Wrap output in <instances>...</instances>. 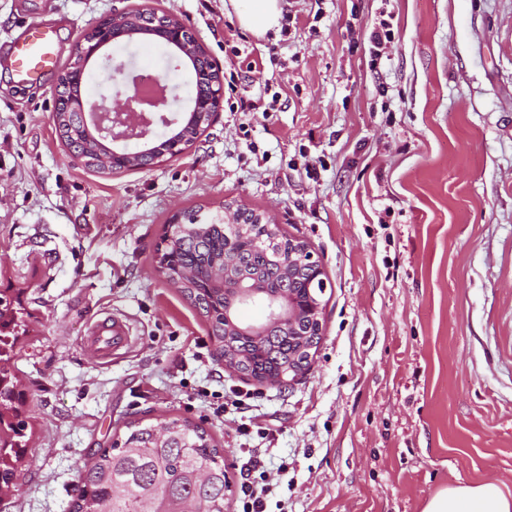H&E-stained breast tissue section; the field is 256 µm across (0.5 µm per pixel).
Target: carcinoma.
I'll use <instances>...</instances> for the list:
<instances>
[{"mask_svg":"<svg viewBox=\"0 0 512 512\" xmlns=\"http://www.w3.org/2000/svg\"><path fill=\"white\" fill-rule=\"evenodd\" d=\"M129 25L144 31L154 26L155 12L130 13ZM69 112L55 123L61 141L76 155L91 160L106 153L107 146L89 136ZM242 228L224 231V225L201 224L185 212L168 225L164 258L169 269L190 268L197 279L182 294L205 318L207 333L219 356L224 351L248 355L250 372L260 384H275L288 366L302 359L299 344L286 335H275L260 344L237 336L224 342V290L209 282L224 257L236 260L238 270L256 275L268 286L292 288L306 294L310 270L302 263H288V232L278 225L256 224V213L240 211ZM28 313L0 293V491L16 485L15 461L25 454L23 430L18 419L21 393L2 363L26 327ZM228 479L224 454L203 429L175 417L154 423L132 424L123 437L103 449L80 473L78 496L71 512H224Z\"/></svg>","mask_w":512,"mask_h":512,"instance_id":"1","label":"carcinoma"}]
</instances>
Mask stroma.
Listing matches in <instances>:
<instances>
[{"mask_svg": "<svg viewBox=\"0 0 512 512\" xmlns=\"http://www.w3.org/2000/svg\"><path fill=\"white\" fill-rule=\"evenodd\" d=\"M289 34L244 28L230 0H0L62 20V60L112 11L170 13L222 70L231 101L180 156L112 173L73 160L52 120L54 78L24 88L0 58V291L30 313L9 368L28 423L0 512H68L79 475L133 422L203 427L240 468L285 465L266 512H423L440 490L512 494V0H282ZM390 13L371 60L364 35ZM113 60L170 70V117L193 76L164 44ZM281 109L259 113L272 95ZM256 209L326 272L310 371L280 389L225 369L205 319L159 274L174 213ZM126 318L109 364L82 350L92 317ZM238 407L217 412L225 393Z\"/></svg>", "mask_w": 512, "mask_h": 512, "instance_id": "1", "label": "stroma"}]
</instances>
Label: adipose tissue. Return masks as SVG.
<instances>
[{"mask_svg": "<svg viewBox=\"0 0 512 512\" xmlns=\"http://www.w3.org/2000/svg\"><path fill=\"white\" fill-rule=\"evenodd\" d=\"M241 24L256 34L277 26L281 0H232ZM423 512H512V496L493 482L462 485L440 491L425 505Z\"/></svg>", "mask_w": 512, "mask_h": 512, "instance_id": "ef3b65f1", "label": "adipose tissue"}]
</instances>
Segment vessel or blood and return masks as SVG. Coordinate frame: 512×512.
Masks as SVG:
<instances>
[{"label":"vessel or blood","instance_id":"1","mask_svg":"<svg viewBox=\"0 0 512 512\" xmlns=\"http://www.w3.org/2000/svg\"><path fill=\"white\" fill-rule=\"evenodd\" d=\"M8 57L16 77L23 82H33L57 68L61 50L53 24L27 26L8 43ZM130 324L119 317H106L91 321L81 339L83 349L104 363L125 353L131 344Z\"/></svg>","mask_w":512,"mask_h":512}]
</instances>
